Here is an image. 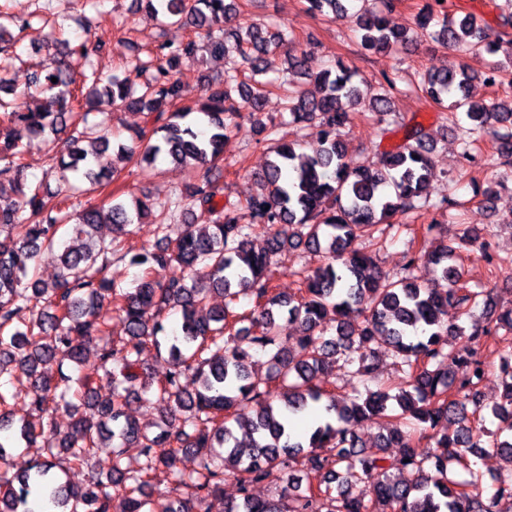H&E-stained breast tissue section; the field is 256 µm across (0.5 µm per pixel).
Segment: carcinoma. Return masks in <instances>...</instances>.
Here are the masks:
<instances>
[{
	"label": "carcinoma",
	"instance_id": "carcinoma-1",
	"mask_svg": "<svg viewBox=\"0 0 512 512\" xmlns=\"http://www.w3.org/2000/svg\"><path fill=\"white\" fill-rule=\"evenodd\" d=\"M135 2L163 24L192 26L211 55H226L227 38H233L243 67L224 72L203 97L185 105L177 70L200 62L196 38L159 42L149 50L150 60L106 80L92 66L86 43L58 39V52L27 77V89L50 94L51 108L21 109L20 93L0 78V182L16 193L0 200V512H32L36 496L60 512H208L207 501L222 494L226 480L236 482L239 497L225 501L224 512H497L502 499H512V472L488 491L476 458L496 454L512 461V347L498 354L503 396L490 410L495 428L489 429L481 336L492 328L512 335V304L495 301L486 288L467 287L456 248L443 242L426 247L436 224L423 229L421 247L409 241L407 274L400 277L382 271L376 254L355 247L364 238L385 245L391 218L433 206L436 143L425 130H412L409 143L380 153L373 168L346 161L343 130L355 109L362 106L386 121L394 80L372 93L341 59L311 75L307 52L288 53V67L316 83L319 94L293 90L284 111L292 122L315 128L318 148L306 153L298 140L272 139L260 189L245 203L249 225L239 223L237 206L216 202L223 188L207 175L161 211L143 197L113 199L107 207L87 200L68 212L77 182L100 188L112 182L118 173L113 157L141 167L163 155L203 167L222 158L228 133L245 115L256 132L276 133L262 118L269 82L260 77L271 56L295 43L292 35L260 23L226 32L235 12L231 0ZM307 3L315 14L349 21L365 51L389 52L415 41L389 25L393 0H374L372 7L355 0ZM437 5L432 0L420 10V30L434 27L431 36L451 49L495 55L505 47L512 66V15L501 18L503 31L492 39L475 16H439ZM12 26L22 32L32 20L0 14L5 63L16 43ZM506 66L497 62L479 74L455 60L421 76L426 99L465 113L471 122L463 140L468 162L475 161L473 145L484 136L494 140L504 163L512 162V98L486 103L471 100L469 92L478 78L489 86L502 83ZM92 104L135 108L145 126L130 145L93 138L86 110ZM66 130V153L56 157L59 186L27 185L23 140L53 141ZM149 215L155 244L122 251L120 238ZM102 224L112 225L108 241L98 236ZM255 233L265 241L258 251L250 244ZM300 247L320 254L323 264L302 274L297 292L284 297L272 287L275 262ZM53 248L60 268L46 281L33 261ZM114 260L141 269L134 287L108 276ZM420 261L440 271L445 286L413 279L409 271ZM214 293L224 297L220 308L208 307ZM246 298L253 303L248 310L242 307ZM450 307L458 310L452 321ZM172 309L180 312L181 324L171 336L162 313ZM476 309L480 319L471 327L460 323ZM23 313L29 318L21 323ZM114 314L124 324L117 338L109 324ZM284 314L300 327L288 349L276 336ZM245 321L249 325L240 326ZM329 322L330 336L324 330ZM91 346L110 380L106 395L80 371ZM149 346L167 354L169 369L159 378L141 360ZM255 352L268 357L263 377L251 370ZM382 353L395 357L400 376L363 395L358 384L371 377ZM60 354L69 365L56 362ZM448 359L462 368L461 377L448 372ZM54 362L57 369L48 368ZM334 368L356 379L353 396L318 385L319 376ZM133 398L165 404L159 432L130 416ZM320 404L326 417L314 422L310 434L290 430L293 418ZM61 412L70 417L64 431L56 422ZM379 419L386 433L371 445L362 443L352 426ZM17 437L28 447L46 441L41 458L22 474L10 464ZM106 448L108 465L100 466L95 459ZM389 448L398 449L399 457L391 458ZM131 449L139 458L135 468L124 462ZM190 454L197 468L174 470L178 456ZM397 466L412 479L395 478ZM66 467L88 470L86 484L57 482ZM160 468L173 471L168 491L153 489ZM456 468L467 477H452ZM261 483L275 485L278 498L255 497L251 487Z\"/></svg>",
	"mask_w": 512,
	"mask_h": 512
}]
</instances>
